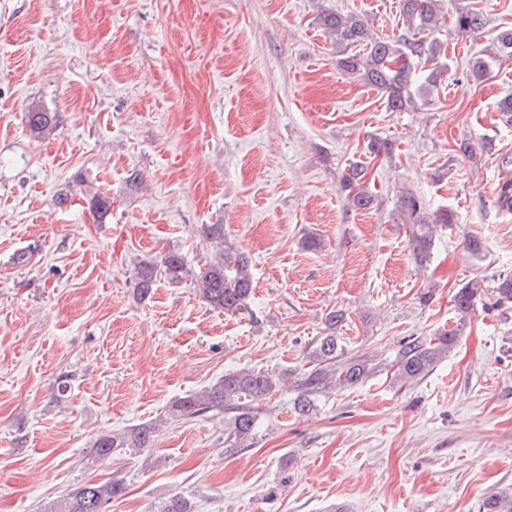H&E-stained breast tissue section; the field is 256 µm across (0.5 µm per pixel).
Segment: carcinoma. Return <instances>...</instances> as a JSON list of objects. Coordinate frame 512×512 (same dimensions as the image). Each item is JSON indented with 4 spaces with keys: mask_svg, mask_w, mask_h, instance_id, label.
Segmentation results:
<instances>
[{
    "mask_svg": "<svg viewBox=\"0 0 512 512\" xmlns=\"http://www.w3.org/2000/svg\"><path fill=\"white\" fill-rule=\"evenodd\" d=\"M442 2L400 0L406 27L395 38L377 36L353 13L324 10L319 22L335 43L356 48L338 61L339 66L361 74L369 85L382 92L389 111L405 112L418 108L419 101L425 99L426 89L437 86L446 68L443 58L447 57V49L440 38L445 17ZM484 26V17L475 8L464 9L455 16L454 27L462 35L476 37ZM499 55L512 57V29L497 35L494 47L487 50V57L472 62L474 79H484L490 72V63ZM27 125L32 135H46L57 127L56 114L33 106L27 112ZM392 152V142L373 138L367 143L364 155L373 161ZM368 169L367 162H351L340 180L341 192L357 210L369 208L374 201ZM399 210L403 223L411 228L413 259L423 267L431 258L437 227L447 228L455 223L454 214L446 208L428 211L426 201L410 191L400 196ZM205 235L215 254L204 269L191 273L178 252L166 254L159 265L143 263L136 272L138 296L142 299L150 296L160 275L172 283L190 277L212 308L226 314L246 309L253 292L249 257L224 236V225H206ZM488 295L495 298L496 307L512 304V274H498L495 286L489 290L478 280L467 282L453 295L454 310L464 317L479 304L485 308L488 303L484 297ZM345 317L342 310L327 314L328 332L312 344L299 371L274 374L243 368L227 373L216 383L174 401L167 415L160 419L99 435L92 444L94 456L103 461L127 449L151 448L164 428L215 419L225 422L227 441L234 445L253 434L259 404L276 394L288 377L294 379L297 391L295 410L301 414L313 412L320 397L360 384L380 367L375 357L366 352L350 353L340 343L335 329ZM456 342L455 327L439 330L429 337L403 338L393 360L395 379L411 385L420 382L448 356ZM125 490L121 479L82 483L43 512H107L112 499L123 495ZM155 512H195V505L178 493H167L158 499ZM478 512H512V491L489 494L479 504Z\"/></svg>",
    "mask_w": 512,
    "mask_h": 512,
    "instance_id": "1",
    "label": "carcinoma"
}]
</instances>
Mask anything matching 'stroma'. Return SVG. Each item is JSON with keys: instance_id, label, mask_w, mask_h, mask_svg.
Returning a JSON list of instances; mask_svg holds the SVG:
<instances>
[{"instance_id": "obj_1", "label": "stroma", "mask_w": 512, "mask_h": 512, "mask_svg": "<svg viewBox=\"0 0 512 512\" xmlns=\"http://www.w3.org/2000/svg\"><path fill=\"white\" fill-rule=\"evenodd\" d=\"M464 7L484 15L480 36L456 32ZM326 9L384 38L405 26L400 0H0V512L113 477L126 491L109 512H153L165 493L197 512H478L512 487V309L460 326L451 302L512 273V210L497 203L512 59L470 73L512 27V0H444L448 70L408 112L338 67ZM33 105L58 116L40 138ZM373 137L395 147L370 164L376 197L356 210L339 181ZM408 189L457 216L423 268L399 215ZM98 192L112 199L101 222ZM208 224L252 261L247 310H214L187 280L138 299L139 263L177 250L204 267ZM333 309L346 349L378 356L364 383L307 415L284 387L236 448L212 420L93 459L96 435L158 419L225 373L298 367ZM444 326L460 329L448 357L396 381L400 340Z\"/></svg>"}]
</instances>
